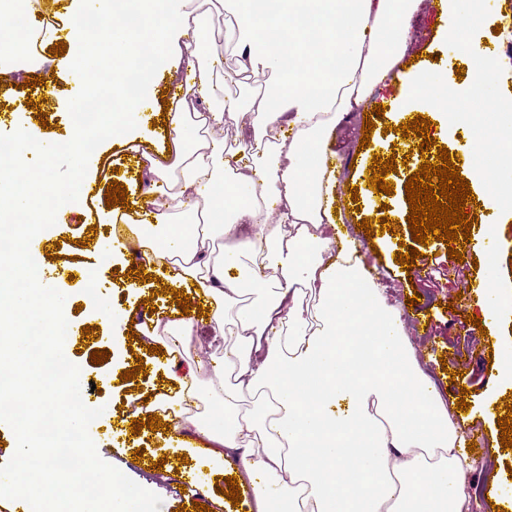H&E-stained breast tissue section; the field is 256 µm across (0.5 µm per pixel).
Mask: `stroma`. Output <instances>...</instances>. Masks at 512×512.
Here are the masks:
<instances>
[{
  "label": "stroma",
  "instance_id": "stroma-1",
  "mask_svg": "<svg viewBox=\"0 0 512 512\" xmlns=\"http://www.w3.org/2000/svg\"><path fill=\"white\" fill-rule=\"evenodd\" d=\"M438 0H424L420 10L411 20V35L407 53L410 57L405 67L415 72L425 69L438 76L437 82L429 87L428 93L436 99L448 102L447 109H428L418 100L402 95L398 87L384 89L385 100H398L399 108L407 118L423 115L433 120L431 137L437 145L446 146L460 174L469 181L477 201L471 204V211L478 217L472 226L473 237H481L486 225H495L502 247L496 261H488L485 253L466 250L464 262H457L448 256L444 242L432 240L424 252L430 260L425 269L404 270L395 263L394 254L400 246H412L413 240L408 228L409 204L406 200L405 184L412 173L414 164L399 167L389 173L387 180L394 186L391 194L368 195L367 185L360 178L353 162L363 135L364 115L353 112L344 116L337 125L329 146L341 159V173L338 186L342 190L358 188L359 207L343 211L337 231L340 236L355 239L358 255L371 260L372 270L390 291V297L402 311L405 333L418 362L431 385L442 394L451 416L460 431L478 428L487 434L490 455L473 454L472 479H483L486 494L479 499L474 512H512V449L501 447L499 417L505 416L504 402L512 390L504 388L498 380L500 345L512 340V313L491 320L483 315V308L477 299L479 288L494 290L498 284H512V168H499L495 181H488L482 173L484 155L494 153L495 141H488L481 147H473L461 120H449L450 111L467 105V90L475 70H483L482 84L484 102L491 110L489 123L492 127L512 136V77L496 73L491 65L493 56L504 54L512 57V39L505 40L495 35V26L512 27V0H482L480 15H473L471 0H457V22L465 34L482 40L488 46V58L478 60L465 54L462 47L448 41L437 25ZM218 71L225 77L224 92L237 94L243 88L266 95L270 104H277L279 94L270 75L258 74L241 80L236 74V58L232 49L217 47L211 55ZM175 59L163 55L157 62L146 93L151 99L148 119L137 124L126 134L116 135L102 142L97 151L101 155L97 177L101 185L110 181L124 183L128 190V201L132 208H140L146 193L144 176L127 179L125 174L116 173L115 168L125 158L129 144L149 145L152 153L165 152L169 146L170 123L162 122V91L171 89L174 80L169 71ZM464 67V76H457V67ZM46 85L55 86L56 98L34 110L27 106L24 89L0 83V134H10L24 129L34 138L45 134L62 137L69 131L68 102L80 90L72 80L70 69L52 68L44 71ZM46 112L47 125H40L38 114ZM105 193L86 198L82 213L71 214L67 225H53L38 233L30 243V254L37 268L48 265L49 255H57L61 261H73L84 267V276L76 277L72 283L63 286L66 296L64 314L73 331L83 327L95 328V339H81L71 347L69 359L79 366L84 388H87L89 407L101 409L102 414L95 421L89 435L99 450L100 457L117 467L126 476L141 486L157 493L162 502L160 512H176L180 507H192L200 502L211 507L213 512H248V501L239 506L225 502L223 493L216 489L218 481L232 476L229 467L214 470L205 469L201 460L189 456V466L204 470L207 482L204 486L185 483L177 474L176 449L167 447L168 428L158 431L142 429L131 433L132 419L147 421L148 416L138 413L137 408L144 401L153 399L161 392H168L166 349L170 339H163L161 354L150 353L147 335L151 324L137 321L136 315L143 298H152L157 312L176 310L171 294H158L157 282L137 281L131 274L140 262L132 253H112L102 256L83 248V240L92 238L99 244L109 241V230L114 220L122 214L120 205H107ZM395 220L391 233L366 236L359 224L364 218L374 220L381 216ZM99 284L101 298L91 297L86 283ZM417 297L419 310L406 306L408 297ZM108 305L113 319H104L101 305ZM482 319L481 326L469 323V316ZM422 318V325H415V318ZM486 327L487 336H479V327ZM109 351L110 358L101 364L92 363L90 355L94 349ZM143 361L145 376L132 381H120L124 370L134 367L136 361ZM462 369L460 378H450L452 369ZM468 388V395H461V388ZM466 398L470 404L468 412L456 411L457 398ZM144 449L142 459H135L136 449ZM163 461V480H156L152 464Z\"/></svg>",
  "mask_w": 512,
  "mask_h": 512
}]
</instances>
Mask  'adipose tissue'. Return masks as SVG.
<instances>
[{
	"label": "adipose tissue",
	"instance_id": "ef3b65f1",
	"mask_svg": "<svg viewBox=\"0 0 512 512\" xmlns=\"http://www.w3.org/2000/svg\"><path fill=\"white\" fill-rule=\"evenodd\" d=\"M421 3L276 0L262 12L255 0H224L241 69L274 73L282 103L224 95L195 115L205 135L189 145L174 137L168 153L149 160L154 206L177 208L213 187L221 194L203 198V223L144 229L147 265L172 258L175 284L210 306L203 320L155 321L154 335L178 337L167 360L178 399L172 406L155 399L144 410L162 409L173 427L209 440L215 461L233 463L239 481L253 487L249 512H470L472 460L446 406L428 396L398 309L328 234L338 222L337 171L322 157L339 121L364 108L385 80L416 96L435 80L401 65ZM130 8L147 52L113 53L116 101L125 97L124 76L148 80L158 54L195 21L170 0H112L100 27ZM179 58L176 127L198 93L224 81L197 49ZM287 126L296 131L288 144ZM229 129L238 139L253 131L262 148L225 149ZM249 229L264 276L242 266L225 276L226 258L239 253L217 252L216 238L237 240ZM203 332L235 350L233 381L201 377L193 358ZM261 390L269 396L262 415L241 413L242 400ZM397 391L404 397L395 403ZM203 404L217 409V419L199 413Z\"/></svg>",
	"mask_w": 512,
	"mask_h": 512
}]
</instances>
